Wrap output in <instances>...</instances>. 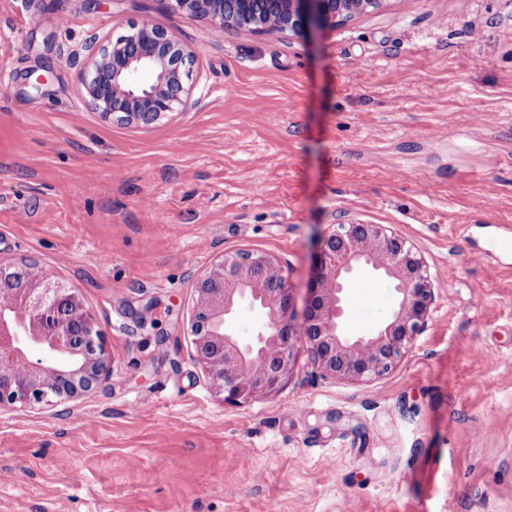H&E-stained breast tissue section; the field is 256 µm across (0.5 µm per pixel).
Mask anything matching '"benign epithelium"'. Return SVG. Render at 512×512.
<instances>
[{"instance_id": "7a95c632", "label": "benign epithelium", "mask_w": 512, "mask_h": 512, "mask_svg": "<svg viewBox=\"0 0 512 512\" xmlns=\"http://www.w3.org/2000/svg\"><path fill=\"white\" fill-rule=\"evenodd\" d=\"M169 10L222 29L311 34L334 28L391 0H163ZM84 99L104 119L151 127L183 112L196 87L197 51L167 29L136 21L128 31L83 45ZM0 262V411L74 396L112 369L92 314L80 297L43 270ZM369 270L393 286L390 318L366 336L344 321L351 277ZM435 283L422 257L381 224H338L315 258L300 325L291 287L276 259L255 252L224 256L195 284L192 336L197 360L224 402L268 396L290 373L302 342L321 372L358 382L389 373L424 323ZM244 304L261 324L248 340L231 328Z\"/></svg>"}]
</instances>
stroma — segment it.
Here are the masks:
<instances>
[{
    "instance_id": "stroma-1",
    "label": "stroma",
    "mask_w": 512,
    "mask_h": 512,
    "mask_svg": "<svg viewBox=\"0 0 512 512\" xmlns=\"http://www.w3.org/2000/svg\"><path fill=\"white\" fill-rule=\"evenodd\" d=\"M141 19L199 50L185 112L151 128L83 102L74 59ZM0 260L76 292L112 370L0 413V512H512V0H391L288 37L162 0H0ZM381 224L437 287L388 374L306 347L225 404L195 356V284L225 254L282 266L302 317L336 224ZM346 323L392 313L381 275ZM81 472V485L70 481Z\"/></svg>"
}]
</instances>
